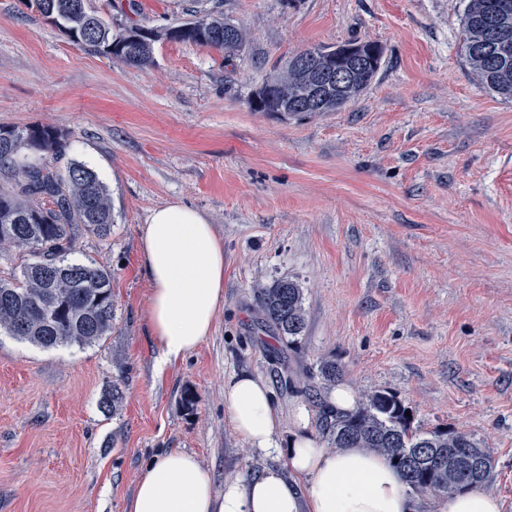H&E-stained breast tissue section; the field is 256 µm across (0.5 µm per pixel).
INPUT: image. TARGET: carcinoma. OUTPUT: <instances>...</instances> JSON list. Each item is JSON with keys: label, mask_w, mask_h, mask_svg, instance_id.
<instances>
[{"label": "carcinoma", "mask_w": 512, "mask_h": 512, "mask_svg": "<svg viewBox=\"0 0 512 512\" xmlns=\"http://www.w3.org/2000/svg\"><path fill=\"white\" fill-rule=\"evenodd\" d=\"M38 11L68 28L74 42L110 55L128 66L146 67L153 61V45L165 39L188 41L224 51L242 50L243 30L222 13L197 19L199 28L180 23L150 29L142 39L137 28L112 27L90 0H36ZM465 58L478 80L506 100H512V0H468L462 18ZM336 53L356 68L353 77L335 84L320 103L288 97L289 115L335 112L354 102L374 81L383 64L379 45L349 39ZM321 57V49L301 50L271 74L249 99L257 112L280 106L268 96L279 75L288 70L305 73L306 59ZM24 146L39 149L49 159L21 161ZM65 151L63 134L53 127L0 129V169L15 173L10 188H0V252H18L20 263L0 276V334L43 349L94 346L112 333V270L74 258L86 234L106 239L112 234V195L97 173L83 163L59 167ZM259 312L278 333L292 340L306 326L303 289L281 280L258 292ZM322 384L342 377L334 363L319 366ZM408 407L395 394L373 391L353 410L340 412L320 406L323 433L335 448H364L383 457L415 493L448 495L486 483L492 457L467 432H417Z\"/></svg>", "instance_id": "carcinoma-1"}]
</instances>
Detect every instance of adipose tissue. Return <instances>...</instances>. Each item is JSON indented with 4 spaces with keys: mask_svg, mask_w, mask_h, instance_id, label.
Segmentation results:
<instances>
[{
    "mask_svg": "<svg viewBox=\"0 0 512 512\" xmlns=\"http://www.w3.org/2000/svg\"><path fill=\"white\" fill-rule=\"evenodd\" d=\"M141 251L151 285V329L162 361L175 362L209 336L224 304V244L198 211L174 202L151 212ZM224 411L249 447H274L280 417L264 380L247 372L226 379ZM296 427L284 450L287 469L267 468L220 491L193 454L155 457L128 512H416L407 487L381 456L321 448L307 432L306 414H298Z\"/></svg>",
    "mask_w": 512,
    "mask_h": 512,
    "instance_id": "1",
    "label": "adipose tissue"
}]
</instances>
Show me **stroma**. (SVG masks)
Here are the masks:
<instances>
[{"label": "stroma", "instance_id": "35a3bbf8", "mask_svg": "<svg viewBox=\"0 0 512 512\" xmlns=\"http://www.w3.org/2000/svg\"><path fill=\"white\" fill-rule=\"evenodd\" d=\"M466 2L92 0L116 26L216 9L244 30L233 60L161 40L134 68L72 42L29 0H0V128L60 130L115 216L110 237L84 236L78 252L112 271L111 334L56 350L0 335V512H127L171 450L194 454L219 489L286 467L234 433L224 380L265 379L279 443L302 410L324 447V361L355 397L396 393L414 429L473 434L494 459L487 488L512 512V101L465 60ZM354 37L384 55L355 102L286 117L249 107L289 56ZM169 202L223 240L224 306L210 336L163 366L140 238ZM277 280L303 290L294 344L257 312L258 288ZM114 384L123 399L109 413Z\"/></svg>", "mask_w": 512, "mask_h": 512}]
</instances>
